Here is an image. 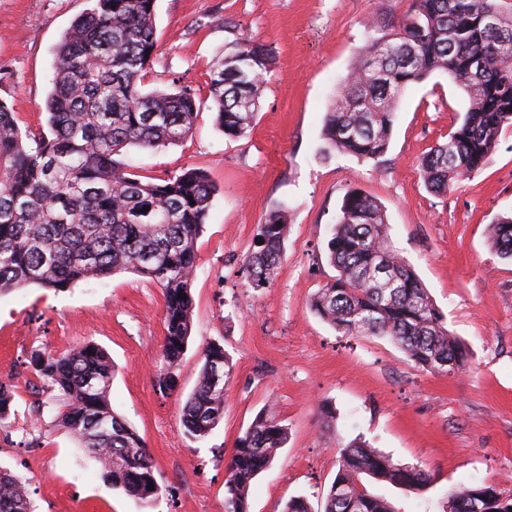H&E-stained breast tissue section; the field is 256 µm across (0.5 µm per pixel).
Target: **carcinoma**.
<instances>
[{
  "instance_id": "carcinoma-1",
  "label": "carcinoma",
  "mask_w": 512,
  "mask_h": 512,
  "mask_svg": "<svg viewBox=\"0 0 512 512\" xmlns=\"http://www.w3.org/2000/svg\"><path fill=\"white\" fill-rule=\"evenodd\" d=\"M512 0H412L395 23L372 27L360 61L342 78L323 125L325 151L377 160L389 147L398 99L436 71L467 95L461 124L422 158L426 188L448 195L477 173L512 125ZM157 47L155 0H95L74 21L54 52V78L45 108L47 130L21 127L0 101V292L35 285L63 290L90 278L136 272L156 283L164 299V367L155 386L174 391L173 369L191 333L195 243L216 189L194 168L141 179L120 160L130 147L174 145L198 116L194 91L143 90ZM209 78L211 109L228 137L244 135L259 107L273 65L271 50L235 40ZM149 210H143V207ZM381 206L357 189L341 201L327 242L336 276L313 297V311L343 336H379L397 344L420 369L448 373L465 367L467 351L451 336L412 266L390 241ZM288 234L285 210L256 225L242 265L252 287L270 284ZM488 239L512 260V215L489 225ZM30 364L60 402L58 420L95 458L112 487L148 505L160 485L136 431L112 409L113 366L94 343L37 354ZM230 378L224 347L203 351L196 388L181 407L187 435L205 438L224 416V391L212 383L214 365ZM15 385L0 382V428L11 415ZM288 442V429L259 412L235 441L226 465L224 512H249L253 480ZM338 469L322 512H401L397 502L366 483L415 495L431 484L421 467L397 464L358 437L337 443ZM154 489H148V485ZM484 498L490 512H512V495L492 485H460L448 495L453 512H470ZM0 512H29V490L0 470Z\"/></svg>"
}]
</instances>
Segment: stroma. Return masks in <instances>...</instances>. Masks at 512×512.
<instances>
[{"mask_svg": "<svg viewBox=\"0 0 512 512\" xmlns=\"http://www.w3.org/2000/svg\"><path fill=\"white\" fill-rule=\"evenodd\" d=\"M411 0H155L158 47L144 90L183 85L200 110L191 133L156 151L130 150L132 172L159 178L203 171L217 188L196 244L192 329L174 372L175 391L154 386L164 336L159 286L134 272L60 290L0 293V381L15 386L0 468L26 482L31 512H224L225 464L261 410L289 432L249 492V512H282L308 496L319 512L337 471L338 442L360 437L418 465L432 482L420 496L390 487L403 512H446L449 489L487 484L512 494V262L487 228L512 214V126L484 168L447 196L430 193L419 163L456 128L465 92L437 71L401 94L390 146L379 160L324 157L322 128L342 77L360 59L376 22L399 20ZM92 0H0V101L21 124L46 123L53 53ZM240 37L274 56L255 124L238 138L215 123L212 64ZM383 207L389 234L469 349L464 369L429 373L388 339L337 333L311 309L335 276L326 243L347 190ZM287 210L285 255L257 291L240 266L255 228ZM95 342L114 375L108 399L141 437L161 487L150 507L112 488L55 416L53 392H38L32 354ZM234 364L224 416L198 441L179 409L194 390L208 343ZM43 411H31L34 398Z\"/></svg>", "mask_w": 512, "mask_h": 512, "instance_id": "1", "label": "stroma"}]
</instances>
